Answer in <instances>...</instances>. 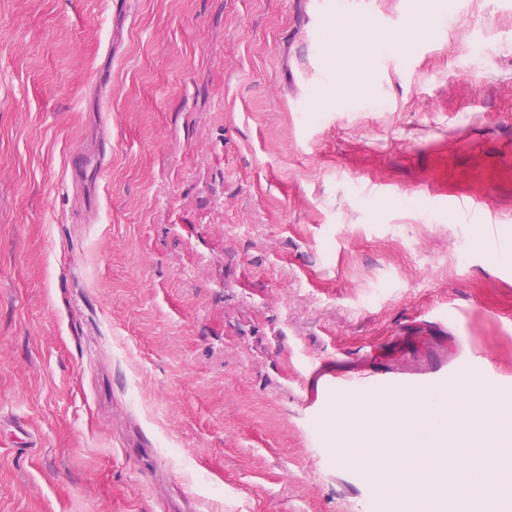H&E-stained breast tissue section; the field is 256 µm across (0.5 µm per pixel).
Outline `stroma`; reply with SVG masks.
Segmentation results:
<instances>
[{"mask_svg": "<svg viewBox=\"0 0 512 512\" xmlns=\"http://www.w3.org/2000/svg\"><path fill=\"white\" fill-rule=\"evenodd\" d=\"M426 6L0 0V512H375L311 361L512 410V0ZM434 13L424 12L421 14L418 23L411 29L395 33L386 38V43L378 46L375 43L366 44L356 36V30L360 28L358 23H350L343 26L336 35V50L340 53L358 56L365 53L371 54L379 47L399 48L412 38L427 35L433 27Z\"/></svg>", "mask_w": 512, "mask_h": 512, "instance_id": "1", "label": "stroma"}]
</instances>
